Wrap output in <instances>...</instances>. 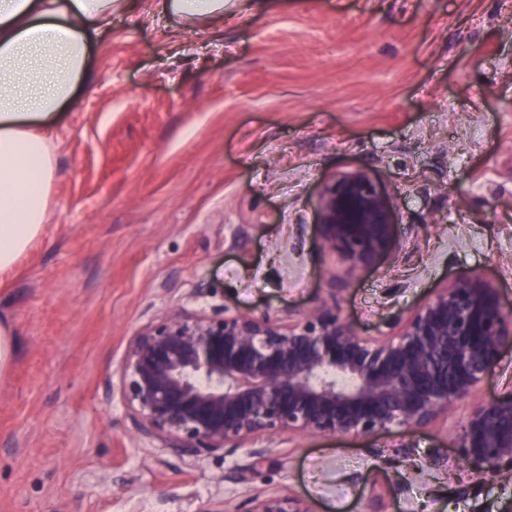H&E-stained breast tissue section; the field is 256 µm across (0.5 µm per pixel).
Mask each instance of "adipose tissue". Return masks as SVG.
<instances>
[{
  "instance_id": "adipose-tissue-1",
  "label": "adipose tissue",
  "mask_w": 512,
  "mask_h": 512,
  "mask_svg": "<svg viewBox=\"0 0 512 512\" xmlns=\"http://www.w3.org/2000/svg\"><path fill=\"white\" fill-rule=\"evenodd\" d=\"M127 0H0V285L39 238L55 181L48 127L90 73L101 23Z\"/></svg>"
}]
</instances>
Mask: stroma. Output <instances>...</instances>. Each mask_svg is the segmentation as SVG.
I'll return each instance as SVG.
<instances>
[{
  "label": "stroma",
  "mask_w": 512,
  "mask_h": 512,
  "mask_svg": "<svg viewBox=\"0 0 512 512\" xmlns=\"http://www.w3.org/2000/svg\"><path fill=\"white\" fill-rule=\"evenodd\" d=\"M128 4L47 132L48 222L0 288L19 340L0 373V512H236L260 491L311 512H505L512 478L473 473L455 435L512 394V348L429 427L284 435L262 460L147 447L114 390L133 336L177 305L295 322L332 301L377 336L480 270L512 306V0H224L192 27ZM355 169L395 224L351 272L317 216Z\"/></svg>",
  "instance_id": "obj_1"
}]
</instances>
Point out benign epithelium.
<instances>
[{"instance_id": "1", "label": "benign epithelium", "mask_w": 512, "mask_h": 512, "mask_svg": "<svg viewBox=\"0 0 512 512\" xmlns=\"http://www.w3.org/2000/svg\"><path fill=\"white\" fill-rule=\"evenodd\" d=\"M318 212L322 247L349 269L388 250L392 199L372 173L333 177ZM506 346L512 307L480 271L437 289L378 337L325 305L296 324L176 307L132 338L119 394L138 437L179 457L232 454L274 435L374 438L435 423L478 390ZM456 448L476 474L511 477L512 394L475 406ZM237 512L311 510L288 493L260 492Z\"/></svg>"}]
</instances>
